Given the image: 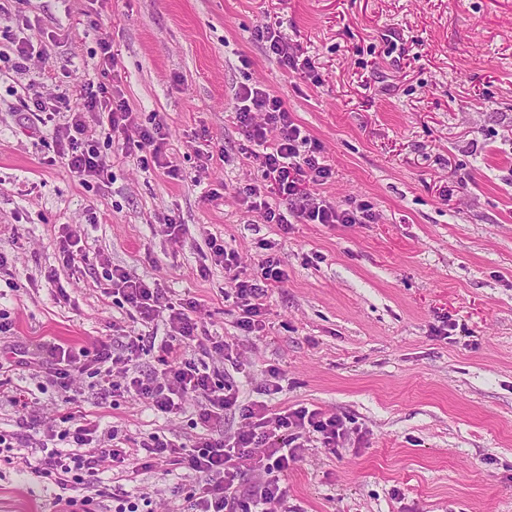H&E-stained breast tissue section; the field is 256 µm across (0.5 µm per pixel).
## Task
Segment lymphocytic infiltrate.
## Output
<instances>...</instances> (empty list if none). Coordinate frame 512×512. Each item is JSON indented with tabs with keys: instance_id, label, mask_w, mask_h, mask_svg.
I'll return each mask as SVG.
<instances>
[{
	"instance_id": "obj_1",
	"label": "lymphocytic infiltrate",
	"mask_w": 512,
	"mask_h": 512,
	"mask_svg": "<svg viewBox=\"0 0 512 512\" xmlns=\"http://www.w3.org/2000/svg\"><path fill=\"white\" fill-rule=\"evenodd\" d=\"M25 96V107L36 126L51 127L60 158L82 181L109 175L110 164L95 135L99 129L135 138L142 153L141 166H165L163 121L138 123L119 86L102 83L47 98L31 85ZM235 112L249 144L247 154L257 161L268 192L287 204L283 210L274 208L258 199L257 188H249L252 207L266 223L285 227L293 220L304 224H363L371 220L368 205L342 209L323 195L332 168L307 150L309 136L281 97L259 87H246L237 94ZM209 246L216 262L223 265L231 294L243 313L239 328L246 333L262 331L268 291L286 278L280 259L272 255L263 258L256 275L243 280L237 273V254L214 240ZM105 279L113 295L141 325L164 319L168 326L165 336L128 333L119 343L108 337L99 340L93 351L79 354L55 343L32 351L17 348L12 359L0 361V376L36 367L67 393L75 376L86 373L98 377L103 395L121 391L166 416L181 412L191 399L196 403L198 431L188 445L154 436L133 449L125 447L118 427L103 430L82 415L64 416L61 423L48 428L43 439L29 445L19 434L0 430V455L31 446L40 456L44 474L59 489L58 502L69 508L91 504L88 489L100 486L103 475L120 466L135 473L168 466L196 477L185 512H281L286 500L282 479L300 459L309 435L318 434L321 446L330 453L344 447L349 431L340 417L305 407L284 413L270 409L268 397L281 391L278 367L267 370L263 400L246 403L234 381L217 379L207 364L189 357L194 346L227 361L235 350L233 341L209 334L196 319V299L169 302L158 283L118 265L106 269ZM149 343L155 344L161 367L147 373L140 370L138 358ZM231 411L240 415L243 424L228 436L220 433L219 427L225 413Z\"/></svg>"
}]
</instances>
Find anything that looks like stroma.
Returning <instances> with one entry per match:
<instances>
[{
	"mask_svg": "<svg viewBox=\"0 0 512 512\" xmlns=\"http://www.w3.org/2000/svg\"><path fill=\"white\" fill-rule=\"evenodd\" d=\"M1 23L49 49L0 75V252L13 272L0 309L16 345L89 350L111 335L128 317L103 266H123L172 301H200L211 334L236 345L242 366L224 375L245 399H260L274 365V409L346 423L340 455L312 440L289 469L288 512H512V0H0ZM265 25L311 74L278 63ZM104 40L140 121H164L181 177L141 167L130 141L102 144L111 174L84 184L28 122L25 85L53 95L101 82ZM245 86L284 100L335 172L326 198L368 204L372 223L285 231L251 209L242 189L262 179L241 151ZM212 237L244 276L267 254L281 260L288 277L268 292L261 332L238 328ZM77 388L83 414L136 440L196 434L194 407L166 418L125 395L102 403L91 378ZM0 391L38 394L25 429L36 439L70 409L43 372H11ZM104 482L182 512L193 476L117 469ZM56 492L0 459V512H57Z\"/></svg>",
	"mask_w": 512,
	"mask_h": 512,
	"instance_id": "35a3bbf8",
	"label": "stroma"
}]
</instances>
